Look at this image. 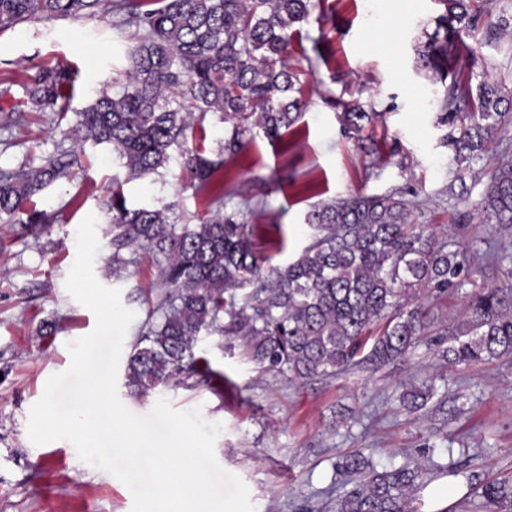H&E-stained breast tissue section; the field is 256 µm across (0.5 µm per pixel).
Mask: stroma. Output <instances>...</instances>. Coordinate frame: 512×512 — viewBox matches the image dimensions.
Masks as SVG:
<instances>
[{
	"label": "stroma",
	"mask_w": 512,
	"mask_h": 512,
	"mask_svg": "<svg viewBox=\"0 0 512 512\" xmlns=\"http://www.w3.org/2000/svg\"><path fill=\"white\" fill-rule=\"evenodd\" d=\"M393 31L377 39L367 0H322L325 21L302 23L290 51L301 61L308 102L279 141L248 132L247 149L224 167V180L199 186L184 176L179 156L158 174L133 178L111 148L75 139L77 114L104 92H113L114 69L124 62L127 33L111 16L38 17L0 31V80L28 66H66L73 79L69 109L60 126L30 112L27 126L0 129V168L26 157L53 154L65 144L75 154L67 178L33 199L53 213L50 231L35 234L0 223V512H131L132 495L112 474L80 461L66 440L32 444L31 406L50 375L71 362L68 342L88 334L93 313L65 289L76 254L75 235L87 214L98 226L109 220L106 202L120 179L128 206H172L179 222L205 215L223 194L226 210L241 196H265L253 213L261 240L283 242L275 262L297 259L310 243L305 217L314 205L352 196L403 193L416 223L440 228L470 216L479 233L492 229L478 210L485 173L512 159V147L494 145L484 174L459 168L440 124L437 101L444 86L422 65L427 38L445 8L439 0H380ZM475 52V71H488L512 91V36L488 37L485 24L464 36ZM360 105L379 113L373 125L345 134L339 116ZM94 274L119 289L136 317L123 349L131 351L160 293L158 269L140 257L121 276L112 274V247L100 237ZM55 321L46 332L44 319ZM217 376L211 382L164 390L172 407H201L221 422L215 456L248 487L256 512H335L340 488L334 465L360 452L376 461L415 462L427 470L414 493L415 512H475L470 476L489 481L512 471V361L462 368L448 365L426 346L406 360L375 370L363 365L336 376L295 379L247 361L236 342L219 336L198 344ZM448 398L447 415L404 410L400 394L423 381ZM459 462L458 475L444 467Z\"/></svg>",
	"instance_id": "35a3bbf8"
}]
</instances>
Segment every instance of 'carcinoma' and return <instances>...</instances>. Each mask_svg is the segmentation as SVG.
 Instances as JSON below:
<instances>
[{
    "label": "carcinoma",
    "instance_id": "carcinoma-1",
    "mask_svg": "<svg viewBox=\"0 0 512 512\" xmlns=\"http://www.w3.org/2000/svg\"><path fill=\"white\" fill-rule=\"evenodd\" d=\"M144 9L132 0H0V30L36 15L67 17L101 11L129 31L128 67L104 94L78 113L82 140L108 145L125 160L131 176L156 174L179 150L192 181L209 184L226 160L246 148L244 135L258 127L270 140L283 137L305 102L304 71L288 64L295 26L310 17L315 0H158ZM446 15L428 44L429 68L456 67L463 57L461 31L489 13L488 0H440ZM455 21L459 28H450ZM20 87L37 112L68 99L65 69L35 66L22 72ZM439 123L459 125L448 133L454 160L467 167L483 159L512 127V97L482 73L453 79L438 104ZM232 124L224 144L210 154L201 145L207 114ZM377 112L343 113L347 130L359 131ZM71 153L60 151L34 165L0 169V223L43 232L51 217L28 211L37 192L67 177ZM245 210H224L213 199L210 215L178 224L172 207L129 208L112 193L105 236L112 245V273L142 255L160 272L164 292L149 311L145 331L122 371L130 395H146L195 377L211 378L209 362L195 354L201 332L240 340L243 355L268 371L297 378L346 373L368 362L379 368L405 358L428 335L431 319L418 304L421 293L445 294L467 287L459 319L434 340L442 360L471 366L512 360V161L490 172L480 206L495 234L470 236L467 225L435 232L416 224L401 194L358 196L323 203L308 212L312 241L298 259L275 266L245 213L266 200L244 197ZM385 321L368 354L367 331ZM437 395L423 383L402 400L420 411ZM344 492L336 512H412L410 503L426 470L416 465L378 467L363 454L336 463ZM475 494L482 512H512V474L481 482Z\"/></svg>",
    "mask_w": 512,
    "mask_h": 512
}]
</instances>
